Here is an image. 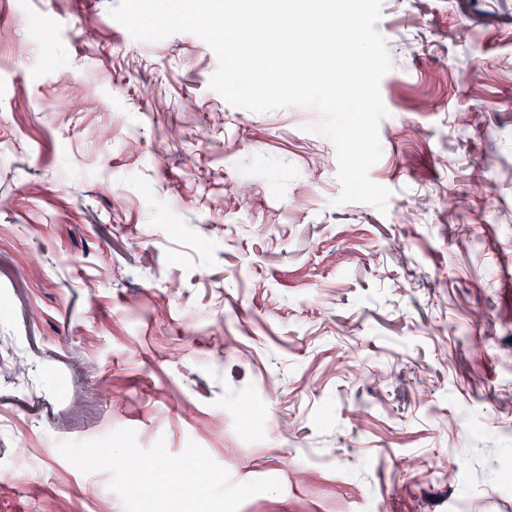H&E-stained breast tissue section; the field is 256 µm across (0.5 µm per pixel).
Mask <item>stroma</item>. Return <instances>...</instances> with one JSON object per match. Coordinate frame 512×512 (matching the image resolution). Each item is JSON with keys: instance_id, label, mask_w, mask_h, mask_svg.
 <instances>
[{"instance_id": "obj_1", "label": "stroma", "mask_w": 512, "mask_h": 512, "mask_svg": "<svg viewBox=\"0 0 512 512\" xmlns=\"http://www.w3.org/2000/svg\"><path fill=\"white\" fill-rule=\"evenodd\" d=\"M118 3L0 0V512H125L57 448L121 428L239 512H512V0H383V212Z\"/></svg>"}]
</instances>
